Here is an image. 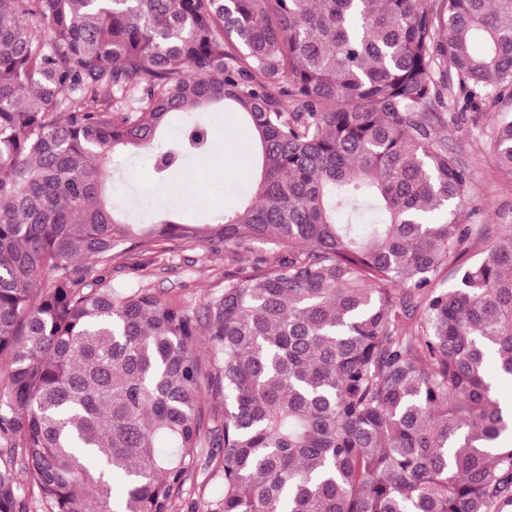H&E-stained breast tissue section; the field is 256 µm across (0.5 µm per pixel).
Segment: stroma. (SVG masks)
I'll list each match as a JSON object with an SVG mask.
<instances>
[{"mask_svg":"<svg viewBox=\"0 0 512 512\" xmlns=\"http://www.w3.org/2000/svg\"><path fill=\"white\" fill-rule=\"evenodd\" d=\"M511 111L512 103L492 106L490 102L469 104L463 92L453 94L448 106V124L442 132L448 146L472 172V186L463 210L462 221L473 227L471 254L483 252L500 233L512 228V176L497 172L486 159L490 147V130L496 111ZM212 131L217 144L209 159H196L174 177V189L196 182L204 185L210 195L208 205H189L180 197L164 196L146 179L152 164L149 154L122 160L112 178L114 193L120 199L143 196L159 205L181 210L185 218L200 217L205 209H222L225 202L247 191L249 182L242 172L251 166L236 116L231 112L215 113ZM223 253H211L195 242L175 243L173 251L155 257L147 271L149 283L164 298L179 302L189 311H196L207 295L221 287L224 279ZM223 491L219 477L207 461H200L197 471L187 481L183 494L175 502L174 512H194L193 504L199 495L216 498Z\"/></svg>","mask_w":512,"mask_h":512,"instance_id":"stroma-1","label":"stroma"}]
</instances>
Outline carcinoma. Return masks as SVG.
<instances>
[{
	"label": "carcinoma",
	"mask_w": 512,
	"mask_h": 512,
	"mask_svg": "<svg viewBox=\"0 0 512 512\" xmlns=\"http://www.w3.org/2000/svg\"><path fill=\"white\" fill-rule=\"evenodd\" d=\"M453 85L512 100V0H0V512H173L205 448L201 512L512 508V231L462 261ZM221 110L251 201L123 218L116 159L156 147L167 188ZM175 241L227 253L192 314L112 277Z\"/></svg>",
	"instance_id": "carcinoma-1"
}]
</instances>
